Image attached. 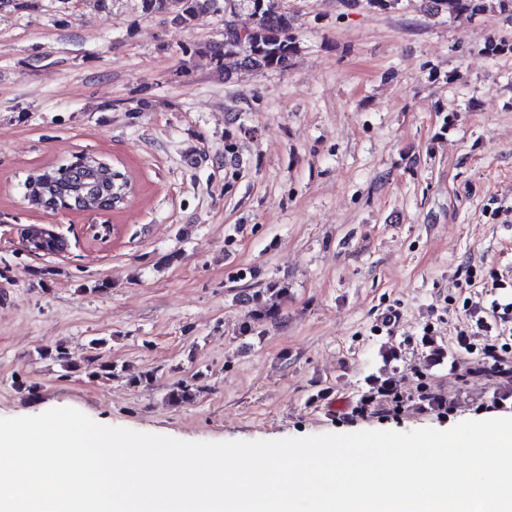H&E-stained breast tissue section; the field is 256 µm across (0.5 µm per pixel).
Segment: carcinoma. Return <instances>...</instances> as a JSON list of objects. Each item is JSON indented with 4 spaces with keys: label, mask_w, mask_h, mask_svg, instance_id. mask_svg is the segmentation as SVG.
<instances>
[{
    "label": "carcinoma",
    "mask_w": 512,
    "mask_h": 512,
    "mask_svg": "<svg viewBox=\"0 0 512 512\" xmlns=\"http://www.w3.org/2000/svg\"><path fill=\"white\" fill-rule=\"evenodd\" d=\"M180 12L168 18L174 25L192 27L206 15L216 10L217 0H180ZM436 11L446 12L455 18H474L486 11L488 0H433ZM250 9L254 18L253 25L245 30L235 27L224 29V39L220 42L210 41L205 49L217 62L228 58H239L241 64L252 70H278L286 67L289 57L299 47L293 29V16L282 6V0H224V23L234 24L232 17L237 9ZM244 33L239 38L238 32ZM94 168L99 175L109 171V167L100 159L83 157L78 161L50 168L52 181L45 191L55 194L58 199L68 202L74 200L77 189L91 185L88 168ZM287 294L285 288L269 287L253 295L257 302L254 320L263 322L276 319L280 301ZM201 386L194 380L185 381L168 391L166 399L172 404L193 400Z\"/></svg>",
    "instance_id": "1"
}]
</instances>
